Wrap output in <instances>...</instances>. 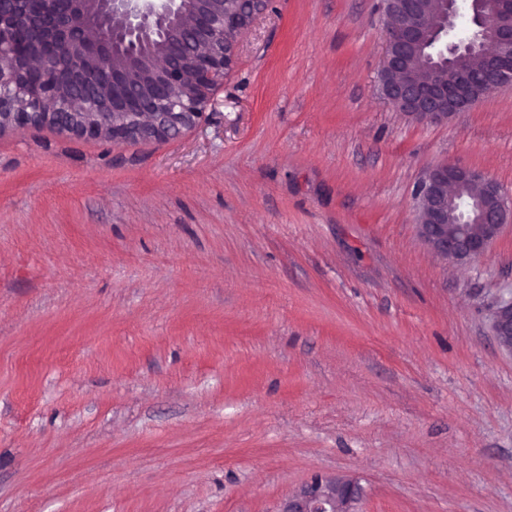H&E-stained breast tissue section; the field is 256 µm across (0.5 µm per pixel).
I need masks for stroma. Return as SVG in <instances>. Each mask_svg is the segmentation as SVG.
<instances>
[{
	"label": "stroma",
	"mask_w": 512,
	"mask_h": 512,
	"mask_svg": "<svg viewBox=\"0 0 512 512\" xmlns=\"http://www.w3.org/2000/svg\"><path fill=\"white\" fill-rule=\"evenodd\" d=\"M384 0H271L200 124L0 134V512H512V222L420 238L439 163L512 200V86L442 124L384 99ZM493 333L499 344L512 349V302L504 304L495 313L492 325ZM362 498L359 482L349 475H315L305 483L280 512H359Z\"/></svg>",
	"instance_id": "stroma-1"
}]
</instances>
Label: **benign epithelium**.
<instances>
[{"mask_svg": "<svg viewBox=\"0 0 512 512\" xmlns=\"http://www.w3.org/2000/svg\"><path fill=\"white\" fill-rule=\"evenodd\" d=\"M439 24H420L423 0H386L395 37L381 71L384 98L419 123L437 124L512 85V0H469L470 30L455 38L457 0H439ZM0 0V133L48 126L59 134L114 144L165 141L190 129L231 69L240 38L269 0ZM29 31V62L43 61L42 97L21 87L26 62L17 57L13 31ZM478 51L481 69L455 79L453 55ZM472 190L464 207L477 230L452 223L457 192ZM417 225L426 246L456 264L485 255L512 218L498 183L471 168L437 164L415 193ZM493 333L512 349V302L495 313ZM359 482L349 475H316L281 512H359Z\"/></svg>", "mask_w": 512, "mask_h": 512, "instance_id": "obj_1", "label": "benign epithelium"}]
</instances>
